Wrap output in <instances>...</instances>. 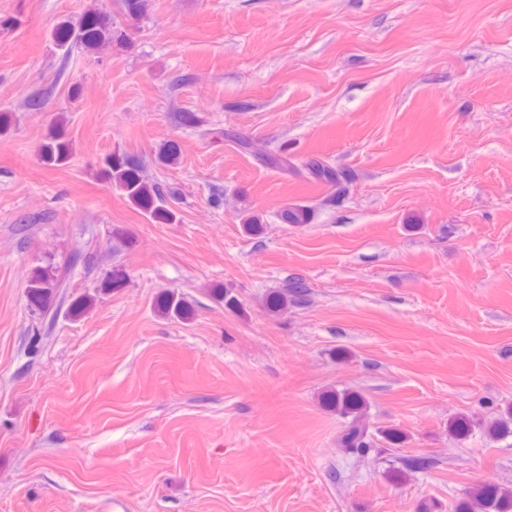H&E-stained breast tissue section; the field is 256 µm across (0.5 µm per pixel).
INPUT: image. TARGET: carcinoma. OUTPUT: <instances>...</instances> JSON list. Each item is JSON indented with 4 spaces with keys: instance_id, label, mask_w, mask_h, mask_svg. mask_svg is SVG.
<instances>
[{
    "instance_id": "1",
    "label": "carcinoma",
    "mask_w": 512,
    "mask_h": 512,
    "mask_svg": "<svg viewBox=\"0 0 512 512\" xmlns=\"http://www.w3.org/2000/svg\"><path fill=\"white\" fill-rule=\"evenodd\" d=\"M57 45L63 47L78 46L86 51H95L112 42L126 40L123 30L112 27L107 16L94 10L85 14L78 26L63 22L53 34ZM72 152L71 141L67 138L63 125L59 124L48 134L39 149L41 161L51 167L65 164ZM310 174L326 183L339 184L350 178V174L333 168L330 164L314 160L309 163ZM103 176L117 190L121 191L129 202L149 213L151 217L164 223L176 221V214L162 205V192L155 183L146 180L142 174V165L131 157L115 152L105 160ZM282 218L288 224H308L312 218V208L308 205L292 204L282 211ZM63 287L55 269L36 268L26 285L30 305L41 313H46L49 297L55 288ZM302 295V287L294 283L291 289L274 291L267 295L265 306L268 312L278 315ZM158 310L167 318L186 319L191 314V305L181 295L166 293L158 299ZM324 408L343 419V427L337 444L347 454L359 457L364 455L381 436L386 443L399 447L407 436L396 428H376L368 417L369 404L365 396L355 390L330 389L322 393ZM471 423L463 417L448 421V435L463 439L468 436ZM492 437L512 434V405L503 409L500 417L486 427ZM456 512H512V488L496 483H481L473 488L467 499L456 505Z\"/></svg>"
}]
</instances>
